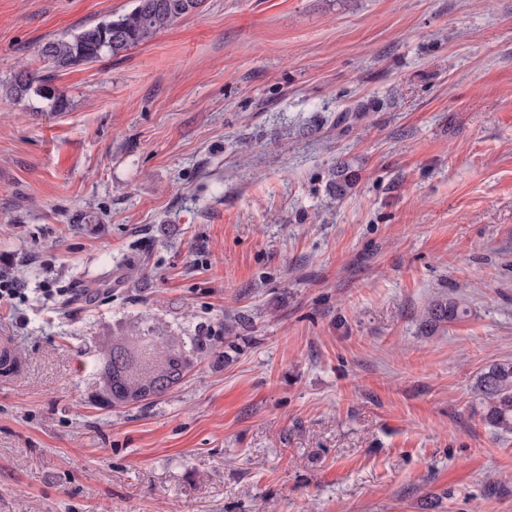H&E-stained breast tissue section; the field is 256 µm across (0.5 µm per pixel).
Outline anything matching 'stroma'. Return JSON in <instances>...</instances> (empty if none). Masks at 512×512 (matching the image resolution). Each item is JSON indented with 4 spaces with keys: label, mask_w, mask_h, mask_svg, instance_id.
Instances as JSON below:
<instances>
[{
    "label": "stroma",
    "mask_w": 512,
    "mask_h": 512,
    "mask_svg": "<svg viewBox=\"0 0 512 512\" xmlns=\"http://www.w3.org/2000/svg\"><path fill=\"white\" fill-rule=\"evenodd\" d=\"M132 6L0 0V512H512L474 390L512 360V0H205L39 56ZM146 325L183 375L113 400ZM117 19L83 26L77 33L45 39L39 55L57 69H70L112 57L148 41L175 22L198 14L203 0H134ZM52 74L34 75L29 72L19 74L10 81V92L17 98L35 96L50 101L54 109L63 110L67 105L64 91L53 83ZM467 310L455 298H446L434 302L427 308L424 316V328L428 334H434L449 323L460 321Z\"/></svg>",
    "instance_id": "1"
}]
</instances>
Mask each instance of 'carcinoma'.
Listing matches in <instances>:
<instances>
[{
	"label": "carcinoma",
	"mask_w": 512,
	"mask_h": 512,
	"mask_svg": "<svg viewBox=\"0 0 512 512\" xmlns=\"http://www.w3.org/2000/svg\"><path fill=\"white\" fill-rule=\"evenodd\" d=\"M203 0H134L133 8L115 19L86 25L77 33L44 40L39 55L57 69L94 63L105 55L118 56L148 41L175 22L200 12ZM10 92L22 99L35 95L62 110L64 91L53 83V75L19 74L10 81ZM467 310L454 298L434 302L427 308L424 328L434 334L463 319ZM475 392L482 406V421L497 430L512 433V361H498L477 376Z\"/></svg>",
	"instance_id": "1"
}]
</instances>
